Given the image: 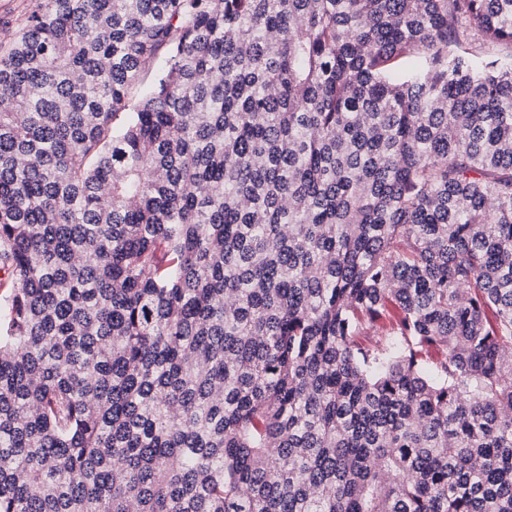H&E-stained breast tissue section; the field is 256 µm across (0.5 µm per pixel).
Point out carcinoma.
<instances>
[{
  "label": "carcinoma",
  "instance_id": "cac0c4a2",
  "mask_svg": "<svg viewBox=\"0 0 512 512\" xmlns=\"http://www.w3.org/2000/svg\"><path fill=\"white\" fill-rule=\"evenodd\" d=\"M0 512H512V0L3 33Z\"/></svg>",
  "mask_w": 512,
  "mask_h": 512
}]
</instances>
